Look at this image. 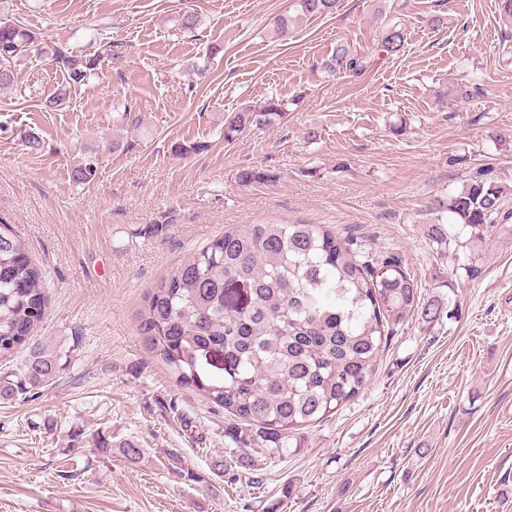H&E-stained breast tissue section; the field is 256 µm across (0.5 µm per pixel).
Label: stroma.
<instances>
[{"label": "stroma", "mask_w": 512, "mask_h": 512, "mask_svg": "<svg viewBox=\"0 0 512 512\" xmlns=\"http://www.w3.org/2000/svg\"><path fill=\"white\" fill-rule=\"evenodd\" d=\"M0 17L78 53L127 45L63 109H45L63 75L34 53L0 89V222L45 273L37 339L64 359L36 398L0 401V512H512V223L475 247L428 234L479 175L512 211V24L498 0H340L326 18L297 0H0ZM393 26L405 46L388 55ZM341 44L362 75L323 69ZM271 96L283 119L225 141L228 113ZM90 152L98 175L76 184ZM252 169L269 180L242 182ZM262 222L395 254L445 303L436 321L397 325L356 399L276 458L237 448L232 419L139 328L173 267L225 226ZM98 434L114 448L97 451Z\"/></svg>", "instance_id": "obj_1"}]
</instances>
